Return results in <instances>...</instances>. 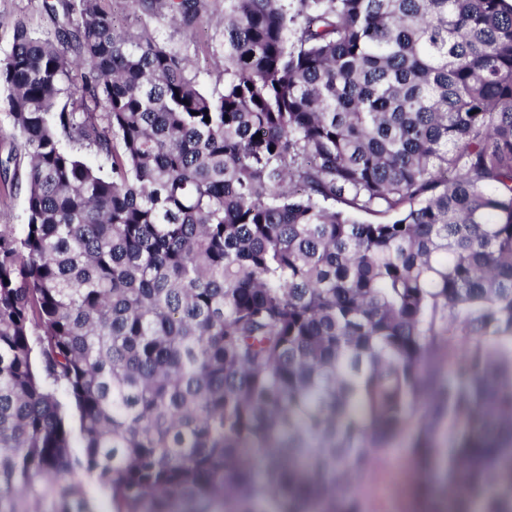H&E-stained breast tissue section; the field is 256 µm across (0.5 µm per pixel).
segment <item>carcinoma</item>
<instances>
[{"mask_svg":"<svg viewBox=\"0 0 512 512\" xmlns=\"http://www.w3.org/2000/svg\"><path fill=\"white\" fill-rule=\"evenodd\" d=\"M58 2L0 60V512H364L407 431L426 512H512V0H224L215 95ZM24 194V184L20 182L14 193L0 204V224H14L17 229L22 228L26 223Z\"/></svg>","mask_w":512,"mask_h":512,"instance_id":"obj_1","label":"carcinoma"}]
</instances>
